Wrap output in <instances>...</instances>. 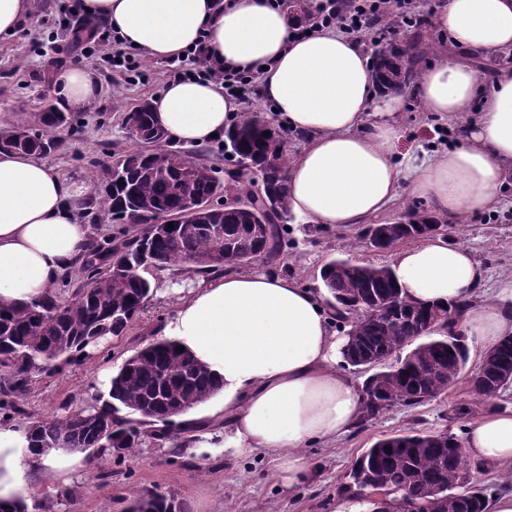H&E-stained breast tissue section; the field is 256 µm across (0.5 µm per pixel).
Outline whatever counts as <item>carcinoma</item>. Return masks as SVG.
I'll list each match as a JSON object with an SVG mask.
<instances>
[{"instance_id": "obj_1", "label": "carcinoma", "mask_w": 512, "mask_h": 512, "mask_svg": "<svg viewBox=\"0 0 512 512\" xmlns=\"http://www.w3.org/2000/svg\"><path fill=\"white\" fill-rule=\"evenodd\" d=\"M439 46L418 35L384 45L373 60L378 85L387 93L405 90L418 78L419 62ZM134 114L149 133L144 142L154 143L158 125L151 103H142ZM67 124L69 116L59 104H49L38 113L35 124L25 127L29 132L26 144L7 135L0 137V150L49 153L58 146L57 133ZM283 140L268 124L245 120L232 126L224 132L220 149L229 165L227 178L221 181L216 180L215 169L179 150L127 152L125 178L107 177L98 200L87 199L83 205L89 210L95 204L112 222L135 227L137 232L118 245L104 238L86 248L78 268L83 284L70 300L55 293L30 304L0 300V410L20 413L32 375L70 362L102 337L125 335L146 308L152 291L149 270L185 266L210 274L226 266L245 268L262 256L267 263L284 256L290 213ZM186 191L201 198L219 191L236 203L246 198L251 211L228 206L221 214L193 221L189 232L176 226L161 236L130 218V213L144 209L176 216L182 212ZM419 221L447 225V220L415 207L387 228L386 247L403 242L408 234L405 224ZM211 224L224 225V235L212 233ZM118 263L127 264L129 274L114 276L112 265ZM370 269L372 265L349 257L332 258L320 269L329 305L341 322H350L347 335L355 349L344 352V357L373 353L386 359L381 377L370 374L362 384L364 420L390 407L388 393L396 388L400 391L397 403L405 406L441 395L458 373L457 357L469 355L465 338L448 337L453 330L448 311L458 316L470 302L448 309L415 305L402 297L393 276L362 279ZM356 292L378 305L393 301L396 310L376 318L356 314L345 302ZM420 320L440 326V331L410 339ZM220 389L221 383L174 341L154 340L118 366L108 399L101 405L28 425V451L41 455L50 449L91 448L99 455L112 452L116 443L128 451L147 438L160 445L172 438L170 431H149L143 424H163L179 417ZM123 409L140 421L120 415ZM458 448L460 439L448 432L412 430L377 440L356 459L348 474L363 512H378L386 501L409 496L417 499V512H486L487 501L481 500L485 493L464 479ZM128 512L175 509L165 495L147 493L134 497Z\"/></svg>"}]
</instances>
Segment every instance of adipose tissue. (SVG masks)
<instances>
[{"mask_svg": "<svg viewBox=\"0 0 512 512\" xmlns=\"http://www.w3.org/2000/svg\"><path fill=\"white\" fill-rule=\"evenodd\" d=\"M83 8L149 58L183 56L203 44L219 66L257 75L279 123L306 137L286 188L291 215L307 223H363L405 187L454 226L495 210L512 176V67L489 78L478 67L512 55V0H448L435 14L448 47L424 69L416 93L427 111L460 121L462 141L408 179L397 157L403 101L378 92L368 56L337 29L295 36L288 13L269 0H83ZM57 82L75 110L98 94L83 68ZM152 108L156 123L187 144L211 142L245 118L220 84L204 80L169 82ZM79 193L38 157L0 153V298L42 299L81 256L90 226L74 204ZM391 269L407 300L442 307L473 299L485 277L469 248L438 235L397 251ZM459 328L482 353L512 335V311L474 306ZM162 334L221 382L223 448L276 455L285 484L307 475L305 448L336 441L361 418L362 393L341 369L347 339L333 327L324 290L228 268L199 281ZM28 444L24 427L0 426L2 502L25 496L34 472L64 483L85 466L81 452L37 456ZM462 446L474 459L512 469V410L481 416Z\"/></svg>", "mask_w": 512, "mask_h": 512, "instance_id": "obj_1", "label": "adipose tissue"}]
</instances>
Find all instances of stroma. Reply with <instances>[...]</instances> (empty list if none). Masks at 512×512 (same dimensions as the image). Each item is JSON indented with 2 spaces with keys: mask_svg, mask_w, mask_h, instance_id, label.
<instances>
[{
  "mask_svg": "<svg viewBox=\"0 0 512 512\" xmlns=\"http://www.w3.org/2000/svg\"><path fill=\"white\" fill-rule=\"evenodd\" d=\"M36 2L33 18L24 20L13 35L0 37V134L29 125L46 103L61 100L57 77L75 65L70 32L53 23L61 0ZM141 70L139 81L119 84L110 72L91 67L99 95L86 110L71 113L70 128L60 133V147L45 156L56 173L81 186L82 198L98 192L113 159L138 146L127 117L165 87L167 64L146 58ZM403 97L398 151L408 169L454 145L460 130L457 121L426 112L414 89H406ZM292 227L294 243L276 272L312 288L320 287L319 268L330 257L350 256L376 265L392 260V251L376 252L359 244L355 226L328 228L297 220ZM451 239L471 249L486 270L480 299L512 309V178L497 209L467 218ZM199 279L198 273L175 268L153 272L156 288L126 335L105 337L55 374L34 375L14 424L62 418L107 398L99 386L100 373L115 371L152 342L177 297L186 295ZM462 404L476 419L512 408V388L481 402L460 378L436 399L415 407L392 406L358 423L336 443L308 448V475L292 487L276 478L273 456L261 451L245 456L221 450L200 454L175 441L161 447L145 443L105 457L101 465H87L66 486L55 485L45 473L32 476L28 512H126L133 496L147 492L166 495L177 512H336L348 499L341 490L345 475L366 448L409 430L460 433L469 419L454 418L453 411Z\"/></svg>",
  "mask_w": 512,
  "mask_h": 512,
  "instance_id": "35a3bbf8",
  "label": "stroma"
}]
</instances>
